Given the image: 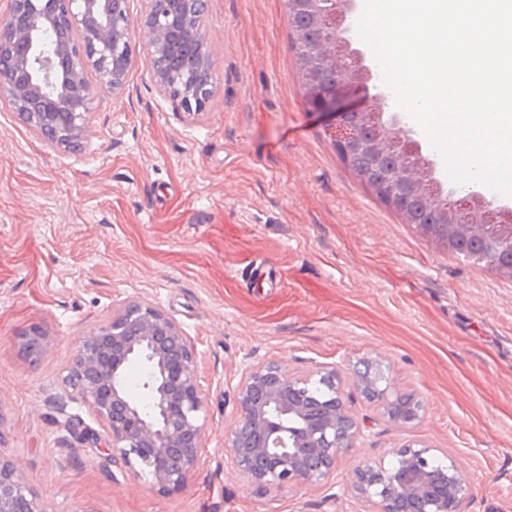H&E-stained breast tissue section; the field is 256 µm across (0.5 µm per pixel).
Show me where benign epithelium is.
Here are the masks:
<instances>
[{
	"label": "benign epithelium",
	"instance_id": "obj_1",
	"mask_svg": "<svg viewBox=\"0 0 512 512\" xmlns=\"http://www.w3.org/2000/svg\"><path fill=\"white\" fill-rule=\"evenodd\" d=\"M206 0H144L133 19L129 0H7L0 10V106L14 113L53 151L81 154L88 124L102 93H119L132 63L134 28L147 33L151 74L159 90L179 101L187 114L206 109L213 94L204 41ZM351 0H336L326 25L342 29ZM52 43H44V34ZM309 72L320 65V83L309 85L310 106L332 117L326 135L345 164L364 153L378 164L390 154L388 141L369 134L379 127L370 106L345 109L338 92L366 84L369 71L345 38L298 41ZM95 74L97 82L89 79ZM360 180L392 210L401 213L417 198L440 215L424 228L448 250L479 243L480 260L496 276L512 280V234L491 229L498 209L481 201L486 223H471L473 197L445 192L430 163L397 157L393 167ZM33 327L18 336L29 360L43 346ZM131 363L145 369L143 388L153 403L145 412L127 393L123 373ZM357 361L349 382L336 368L288 370L278 360L256 359L239 373L231 417L224 424V455L247 485L257 489L334 486L337 467L352 448L368 438V426L352 408L353 392L374 403L393 426L417 424L424 411L415 396ZM323 401L308 400L314 383ZM66 386L77 391L104 427L106 438L85 431L83 440L120 458L130 473L147 476L161 493L182 490L198 467L208 429L210 389L201 373L197 349L161 308L129 300L84 336L75 349ZM413 406L409 417L391 412L394 403ZM431 448L407 444L391 451L393 461L357 466L349 488L366 512H463L469 484L456 460L445 456V492L438 493L428 466ZM0 512H47L40 496L15 464L0 455Z\"/></svg>",
	"mask_w": 512,
	"mask_h": 512
}]
</instances>
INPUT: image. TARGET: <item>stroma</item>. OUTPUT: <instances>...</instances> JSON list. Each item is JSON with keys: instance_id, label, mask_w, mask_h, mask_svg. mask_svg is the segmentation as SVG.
Wrapping results in <instances>:
<instances>
[{"instance_id": "obj_1", "label": "stroma", "mask_w": 512, "mask_h": 512, "mask_svg": "<svg viewBox=\"0 0 512 512\" xmlns=\"http://www.w3.org/2000/svg\"><path fill=\"white\" fill-rule=\"evenodd\" d=\"M214 94L189 115L150 77L132 34L124 88L96 101L88 149H47L0 109V455L47 512H362L354 469L404 444L453 455L464 512H512V280L438 246L339 160L303 94L284 0H209ZM128 299L189 337L211 385L198 468L159 493L81 447L52 405L96 421L64 380L83 336ZM39 327L37 360L17 336ZM289 370L382 361L426 406L397 429L354 396L372 429L335 489L245 486L224 421L250 354Z\"/></svg>"}]
</instances>
